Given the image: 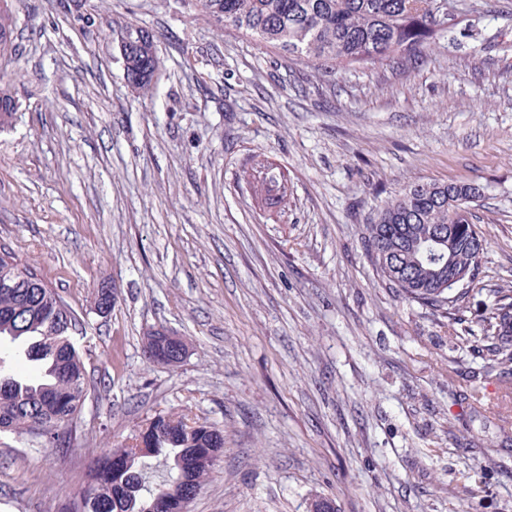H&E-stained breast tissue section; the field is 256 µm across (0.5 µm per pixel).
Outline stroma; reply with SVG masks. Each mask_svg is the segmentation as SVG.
I'll return each instance as SVG.
<instances>
[{"mask_svg":"<svg viewBox=\"0 0 512 512\" xmlns=\"http://www.w3.org/2000/svg\"><path fill=\"white\" fill-rule=\"evenodd\" d=\"M5 2L0 243L76 313L91 393L62 445L0 433V512H63L92 458L160 412L224 432L186 512H512L506 382L362 243L404 186L475 183L466 318L512 288V0H454L426 66L337 75L198 0ZM130 24L161 59L147 93L124 78ZM259 161L287 174V203L254 195ZM155 328L184 338L182 363L146 358Z\"/></svg>","mask_w":512,"mask_h":512,"instance_id":"1","label":"stroma"}]
</instances>
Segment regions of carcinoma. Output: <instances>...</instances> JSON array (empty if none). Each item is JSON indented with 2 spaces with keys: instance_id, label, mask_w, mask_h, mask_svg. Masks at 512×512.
<instances>
[{
  "instance_id": "obj_1",
  "label": "carcinoma",
  "mask_w": 512,
  "mask_h": 512,
  "mask_svg": "<svg viewBox=\"0 0 512 512\" xmlns=\"http://www.w3.org/2000/svg\"><path fill=\"white\" fill-rule=\"evenodd\" d=\"M224 22V30L251 35L263 45L320 65L334 73L348 66L389 59L421 60L431 44L449 32L448 0H201ZM133 48L124 51L127 79L145 92L160 68L153 36L130 26ZM261 186L284 202L287 179L263 166ZM481 197L473 183L410 184L388 200L365 225L363 245L380 276L409 302L435 310L463 311L479 270L480 257L468 250L479 233L472 211L454 226L450 248L432 247L434 232L448 227L452 202ZM466 270L460 284L448 287V264ZM482 327L486 372L512 373V293L495 296ZM74 311L38 273L0 246V339L20 346L36 364V381L0 368V432L27 434L51 444L62 441L88 395L86 366L72 340ZM151 447L128 441L95 459L89 478L73 493L65 512H167L166 498L182 484L198 488L217 456L208 452L217 428L171 414L151 418ZM153 458L168 468L151 481Z\"/></svg>"
}]
</instances>
